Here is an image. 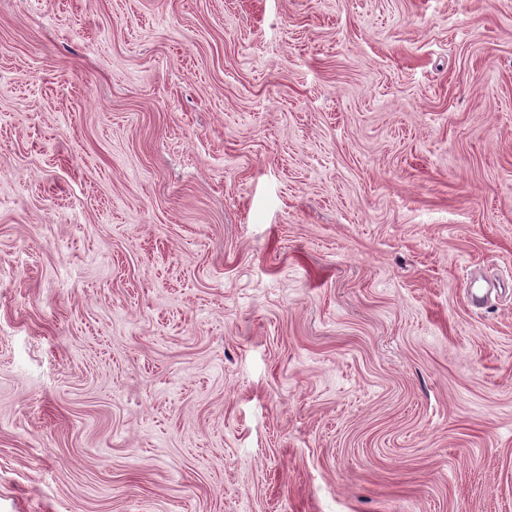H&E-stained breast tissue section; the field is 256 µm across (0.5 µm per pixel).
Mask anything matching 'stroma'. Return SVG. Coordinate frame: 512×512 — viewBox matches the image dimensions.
<instances>
[{
    "mask_svg": "<svg viewBox=\"0 0 512 512\" xmlns=\"http://www.w3.org/2000/svg\"><path fill=\"white\" fill-rule=\"evenodd\" d=\"M0 512H512V0H0Z\"/></svg>",
    "mask_w": 512,
    "mask_h": 512,
    "instance_id": "35a3bbf8",
    "label": "stroma"
}]
</instances>
